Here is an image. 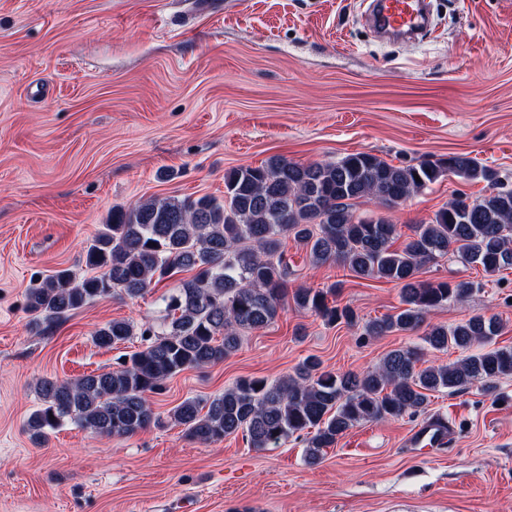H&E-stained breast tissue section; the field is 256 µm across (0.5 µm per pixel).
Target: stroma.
<instances>
[{
  "instance_id": "stroma-1",
  "label": "stroma",
  "mask_w": 512,
  "mask_h": 512,
  "mask_svg": "<svg viewBox=\"0 0 512 512\" xmlns=\"http://www.w3.org/2000/svg\"><path fill=\"white\" fill-rule=\"evenodd\" d=\"M367 0H0V512H512V377L431 393L446 447L417 448L414 419L364 422L305 461V444L248 447L242 435L202 445L165 422L107 438L65 423L44 447L25 429L35 383L117 367L139 337L95 345L103 324L160 326V283L75 311L45 333L27 294L53 271L85 270L86 243L112 216L152 198L224 196L225 172L271 158L336 161L369 152L393 165L475 157L512 186V0H431L430 30L380 40ZM483 186L444 178L388 209L401 234L455 194ZM288 289L335 288L357 325L326 324L286 301L274 323L245 332L223 362L184 370L152 402L271 380L306 357L362 372L414 334H363L397 313L398 285L313 265L286 242ZM425 281L479 290L433 310L454 325L497 316L512 346V269L487 277L448 256Z\"/></svg>"
}]
</instances>
